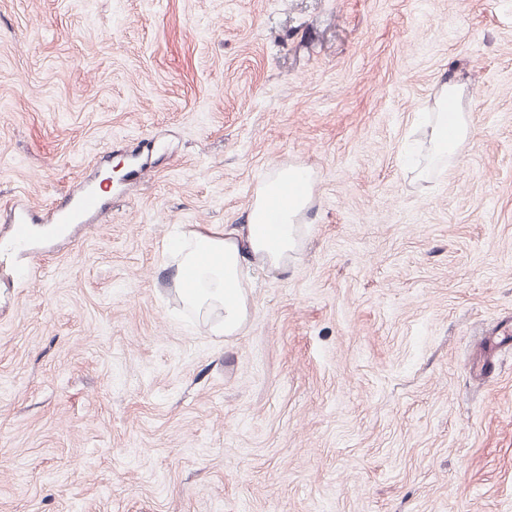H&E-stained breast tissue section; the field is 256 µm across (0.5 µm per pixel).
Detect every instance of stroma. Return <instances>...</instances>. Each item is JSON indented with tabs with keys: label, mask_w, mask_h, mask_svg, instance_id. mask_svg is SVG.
Segmentation results:
<instances>
[{
	"label": "stroma",
	"mask_w": 512,
	"mask_h": 512,
	"mask_svg": "<svg viewBox=\"0 0 512 512\" xmlns=\"http://www.w3.org/2000/svg\"><path fill=\"white\" fill-rule=\"evenodd\" d=\"M277 163L310 232L216 340L166 247ZM88 175L100 217L10 247ZM506 322L512 0H0V512H512ZM463 86L448 80L444 82L433 102L429 120L428 146L434 158H443L455 153L461 142L471 134L468 115L462 112ZM448 106L453 112H448Z\"/></svg>",
	"instance_id": "obj_1"
}]
</instances>
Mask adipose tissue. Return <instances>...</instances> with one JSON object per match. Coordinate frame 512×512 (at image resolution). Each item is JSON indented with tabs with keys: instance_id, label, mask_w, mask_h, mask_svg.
I'll return each instance as SVG.
<instances>
[{
	"instance_id": "obj_1",
	"label": "adipose tissue",
	"mask_w": 512,
	"mask_h": 512,
	"mask_svg": "<svg viewBox=\"0 0 512 512\" xmlns=\"http://www.w3.org/2000/svg\"><path fill=\"white\" fill-rule=\"evenodd\" d=\"M463 96L461 84L447 81L434 98L428 136L433 157L455 153L471 134L460 109ZM312 200L304 169L275 166L255 192L247 223L183 230L175 246L174 287L212 335L242 331L255 271L287 272L309 232L301 218Z\"/></svg>"
}]
</instances>
